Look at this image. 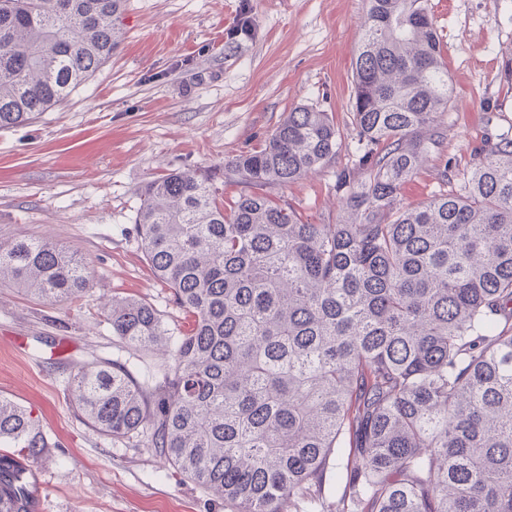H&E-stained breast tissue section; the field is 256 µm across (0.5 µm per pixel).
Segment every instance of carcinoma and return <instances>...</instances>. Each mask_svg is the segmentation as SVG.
Returning a JSON list of instances; mask_svg holds the SVG:
<instances>
[{
	"instance_id": "cac0c4a2",
	"label": "carcinoma",
	"mask_w": 512,
	"mask_h": 512,
	"mask_svg": "<svg viewBox=\"0 0 512 512\" xmlns=\"http://www.w3.org/2000/svg\"><path fill=\"white\" fill-rule=\"evenodd\" d=\"M126 0H0V127L63 102L119 47ZM354 163L343 212L309 224L270 190L342 148L331 115L291 109L216 175L146 185L136 227L186 314L109 302L112 335L163 352L147 382L87 361L70 392L84 422L136 441L229 512H512V137L416 207L398 199L444 139L452 94L429 0H367L353 63ZM58 302L90 275L53 239L0 240V281ZM38 421L0 398V448L37 460ZM25 464L0 454V512H33Z\"/></svg>"
}]
</instances>
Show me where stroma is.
<instances>
[{"label":"stroma","instance_id":"1","mask_svg":"<svg viewBox=\"0 0 512 512\" xmlns=\"http://www.w3.org/2000/svg\"><path fill=\"white\" fill-rule=\"evenodd\" d=\"M450 75L448 131L401 188L427 200L445 165L512 133V0H429ZM252 38L227 43L243 6ZM366 0H128L111 59L31 123L0 128V236H48L78 254L89 288L53 304L0 283V398L36 418L51 446L36 462L37 512H224L223 503L150 449L85 424L68 391L77 363L115 359L107 302L131 296L184 324L141 250L140 191L176 169L220 168L251 151L287 112L333 115L339 154L273 197L313 224L341 210L336 176L357 147L352 61Z\"/></svg>","mask_w":512,"mask_h":512}]
</instances>
